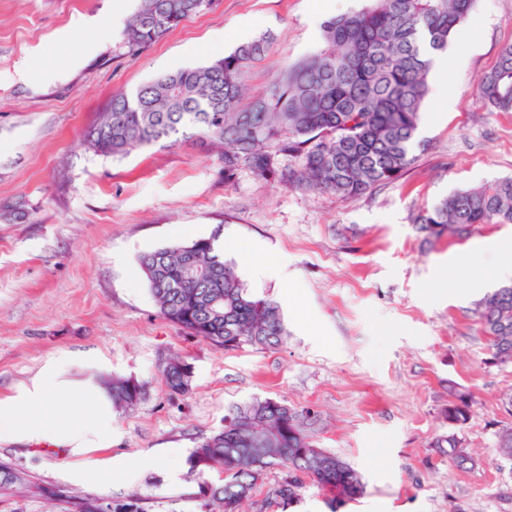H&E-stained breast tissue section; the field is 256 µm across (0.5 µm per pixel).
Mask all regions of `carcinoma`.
Instances as JSON below:
<instances>
[{
    "instance_id": "1",
    "label": "carcinoma",
    "mask_w": 512,
    "mask_h": 512,
    "mask_svg": "<svg viewBox=\"0 0 512 512\" xmlns=\"http://www.w3.org/2000/svg\"><path fill=\"white\" fill-rule=\"evenodd\" d=\"M214 0H139L122 32L134 53L164 37ZM476 0H372V5L323 25L324 48L283 69L268 90L241 106L248 68L263 60L270 38L263 34L206 65L161 75L131 92L112 95L84 132L86 148L120 159L159 141H177L189 131L217 150L224 176L241 168L283 186L358 198L397 181L414 162L413 148L428 94L431 55L447 49ZM479 101L493 112H512V44L497 65L476 80ZM296 165L285 166L280 158ZM414 223L425 243L468 239L479 224H512V179L457 190ZM216 237L158 248L139 258L149 291L165 320L191 336L226 348L250 345L272 350L287 328L279 304L247 288L215 247ZM202 278L185 273L188 261ZM479 322L500 365L512 364V287L478 304ZM162 376L169 395H186L193 371L178 356ZM115 410L135 408L144 398L139 381L112 379ZM448 433L432 447L456 468L473 463L459 431L473 406L470 393L448 385ZM224 429L201 437L190 457L201 478L205 505L239 512L255 494L264 471L282 464L288 476L274 490L282 508L299 499L303 478L332 494L331 512L364 493L361 475L344 459L321 448L309 433V413L273 397H255L230 408ZM215 471L214 481L203 479ZM0 488L32 492L29 475L0 461Z\"/></svg>"
}]
</instances>
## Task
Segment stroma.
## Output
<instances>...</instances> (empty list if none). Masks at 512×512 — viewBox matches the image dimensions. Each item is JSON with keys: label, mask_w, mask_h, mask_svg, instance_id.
<instances>
[{"label": "stroma", "mask_w": 512, "mask_h": 512, "mask_svg": "<svg viewBox=\"0 0 512 512\" xmlns=\"http://www.w3.org/2000/svg\"><path fill=\"white\" fill-rule=\"evenodd\" d=\"M116 0H0V73L24 65L52 79L0 85V397L49 359L99 353L102 381L146 386L116 411L112 451L160 456L131 480H64L56 451L0 445V461L29 474L36 492L0 488V512H72L85 495L137 498L141 512H204L188 477L199 437L218 431L231 405L274 397L309 411L320 447L363 476L357 501L330 510L305 483L287 512H512V460L495 451L512 426L500 399L512 365L490 364L477 304L502 288L477 243L512 235L481 224L470 238L423 244L413 219L449 193L512 177V113L491 112L474 81L512 43V0H477V28L461 24L443 56L454 104L427 97L416 160L395 183L357 199L286 187L241 169L224 177L217 152L197 137L159 142L123 159L85 149V129L112 94L228 55L246 29L267 33V56L250 67L249 96L316 52L324 23L370 0H215L138 53L112 25ZM219 236L256 295L281 307L283 345L227 349L163 319L141 255ZM448 266L447 280L435 277ZM173 354L192 366V388L170 397L161 375ZM474 397L460 432L476 461L453 469L432 446L447 433L448 385ZM68 498L51 500L48 489Z\"/></svg>", "instance_id": "1"}]
</instances>
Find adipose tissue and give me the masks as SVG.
Segmentation results:
<instances>
[{
  "mask_svg": "<svg viewBox=\"0 0 512 512\" xmlns=\"http://www.w3.org/2000/svg\"><path fill=\"white\" fill-rule=\"evenodd\" d=\"M101 364L92 355L68 354L48 361L13 395L0 398V444H38L66 456L65 480L82 483L107 473L130 476L155 458L111 454L114 432L112 398L100 381ZM81 378H73L74 366Z\"/></svg>",
  "mask_w": 512,
  "mask_h": 512,
  "instance_id": "obj_1",
  "label": "adipose tissue"
}]
</instances>
